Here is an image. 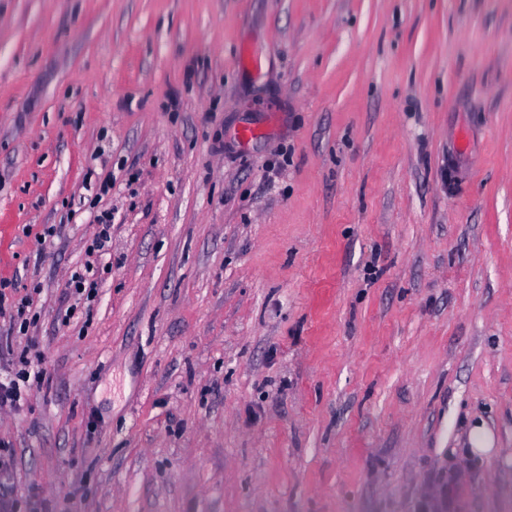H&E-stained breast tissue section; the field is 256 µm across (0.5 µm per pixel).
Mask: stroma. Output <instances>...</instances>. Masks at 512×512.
<instances>
[{
    "label": "stroma",
    "mask_w": 512,
    "mask_h": 512,
    "mask_svg": "<svg viewBox=\"0 0 512 512\" xmlns=\"http://www.w3.org/2000/svg\"><path fill=\"white\" fill-rule=\"evenodd\" d=\"M0 281V512H512V0H0ZM93 271V262H88L84 266L83 273L75 272L71 275L66 286L71 296L76 297L77 300L92 301L97 289V283L92 279ZM12 289L11 283L9 282H0V313L1 309L7 311L10 310V329L14 332L16 325L19 323L18 332L24 331L28 320V314L30 312V307L32 305L31 295L25 294V296L20 297L19 299H15L10 292V295L7 294L6 289ZM11 300H10V298ZM10 300V302H9ZM36 344L30 340L27 344L25 354L20 355L15 362L14 377L0 380V409L5 407L18 408L20 401L23 399L24 392L30 390L33 386H42L49 381V373L46 368H34L32 360L28 358V352L35 350ZM18 367V368H17ZM470 452L478 457L489 456L493 452V435L491 431L484 426V423L474 424L469 432Z\"/></svg>",
    "instance_id": "stroma-1"
}]
</instances>
